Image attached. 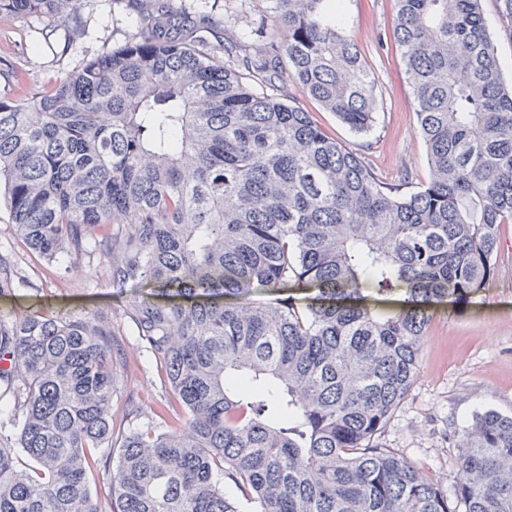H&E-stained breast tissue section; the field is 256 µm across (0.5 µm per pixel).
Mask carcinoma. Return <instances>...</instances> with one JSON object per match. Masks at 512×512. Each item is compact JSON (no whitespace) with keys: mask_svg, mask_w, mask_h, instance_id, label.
Returning a JSON list of instances; mask_svg holds the SVG:
<instances>
[{"mask_svg":"<svg viewBox=\"0 0 512 512\" xmlns=\"http://www.w3.org/2000/svg\"><path fill=\"white\" fill-rule=\"evenodd\" d=\"M395 4L433 173L416 192L288 93L372 129L344 0H273L279 30L226 33L224 65L173 0H144L130 41L46 93L0 99L18 235L47 262L93 250L113 280L151 287L127 314L173 397L155 412L165 430L148 420L116 440L106 323L1 316L0 512H98L93 451L115 464L109 512H512V415L461 430L453 505L377 442L419 375L430 311L489 286L512 224V86L481 0ZM5 14L75 20L78 0H0Z\"/></svg>","mask_w":512,"mask_h":512,"instance_id":"cac0c4a2","label":"carcinoma"}]
</instances>
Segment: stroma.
I'll use <instances>...</instances> for the list:
<instances>
[{
  "instance_id": "35a3bbf8",
  "label": "stroma",
  "mask_w": 512,
  "mask_h": 512,
  "mask_svg": "<svg viewBox=\"0 0 512 512\" xmlns=\"http://www.w3.org/2000/svg\"><path fill=\"white\" fill-rule=\"evenodd\" d=\"M175 4L189 17L209 19L199 35L219 57L225 30H249L262 20L271 29L277 24L270 0ZM482 6L503 76L512 83V22L502 18L499 0H482ZM345 7V31L361 50L378 99L373 130L355 135L299 91L296 103L337 141L362 153L381 181L420 189L432 171L393 36L394 0H346ZM78 13L79 22L53 26L37 15L0 18V98L48 91L61 76L125 44L136 30L133 0H79ZM501 240L497 275L482 295L466 305L450 302L436 308L422 342L418 379L380 436L381 443L450 494L460 480L455 429L486 408L512 414V249L505 247L512 242V224L503 226ZM0 262L18 284L15 296L0 297V314L85 309L110 324L118 350L110 410L114 431L124 433L136 417L151 419L156 405L170 394L163 370L126 315L147 287L113 282L108 261L96 253L74 264L66 259L46 264L17 236L2 205Z\"/></svg>"
}]
</instances>
